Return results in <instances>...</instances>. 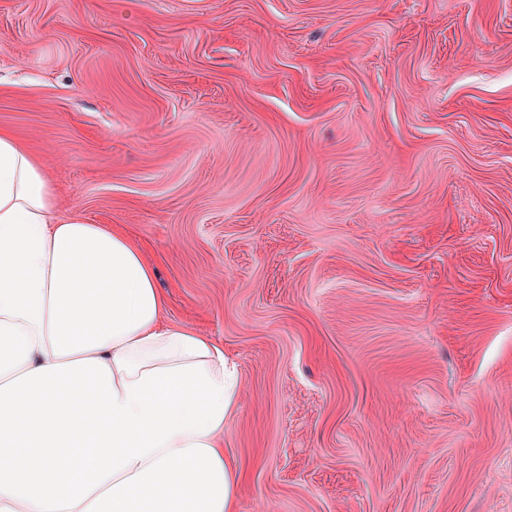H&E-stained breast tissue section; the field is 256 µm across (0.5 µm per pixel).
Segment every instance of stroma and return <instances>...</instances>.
<instances>
[{"instance_id":"35a3bbf8","label":"stroma","mask_w":512,"mask_h":512,"mask_svg":"<svg viewBox=\"0 0 512 512\" xmlns=\"http://www.w3.org/2000/svg\"><path fill=\"white\" fill-rule=\"evenodd\" d=\"M0 127L235 364L237 512H512V0H0Z\"/></svg>"}]
</instances>
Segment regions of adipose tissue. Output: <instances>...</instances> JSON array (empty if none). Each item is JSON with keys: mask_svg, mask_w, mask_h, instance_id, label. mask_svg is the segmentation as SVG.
<instances>
[{"mask_svg": "<svg viewBox=\"0 0 512 512\" xmlns=\"http://www.w3.org/2000/svg\"><path fill=\"white\" fill-rule=\"evenodd\" d=\"M57 209L0 129V512H236L223 346L168 319L125 234Z\"/></svg>", "mask_w": 512, "mask_h": 512, "instance_id": "obj_1", "label": "adipose tissue"}]
</instances>
